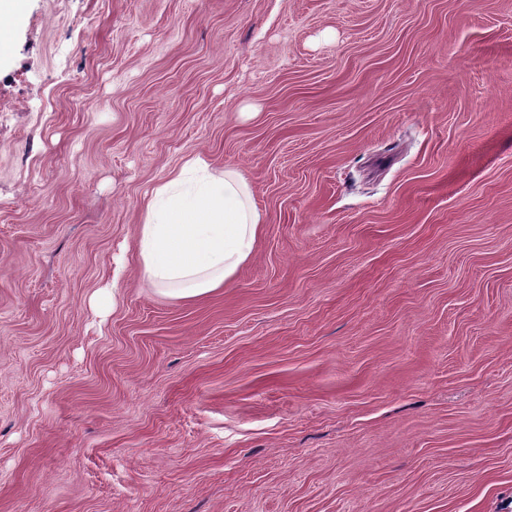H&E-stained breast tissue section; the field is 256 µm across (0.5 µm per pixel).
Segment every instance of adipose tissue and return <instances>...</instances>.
<instances>
[{
  "label": "adipose tissue",
  "instance_id": "adipose-tissue-1",
  "mask_svg": "<svg viewBox=\"0 0 512 512\" xmlns=\"http://www.w3.org/2000/svg\"><path fill=\"white\" fill-rule=\"evenodd\" d=\"M140 211L141 276L176 303L223 288L249 259L265 222L240 171L200 154L169 170L144 194Z\"/></svg>",
  "mask_w": 512,
  "mask_h": 512
}]
</instances>
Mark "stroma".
Wrapping results in <instances>:
<instances>
[{
  "label": "stroma",
  "instance_id": "1",
  "mask_svg": "<svg viewBox=\"0 0 512 512\" xmlns=\"http://www.w3.org/2000/svg\"><path fill=\"white\" fill-rule=\"evenodd\" d=\"M0 42V512H512V0H22ZM196 153L266 222L174 303L139 203Z\"/></svg>",
  "mask_w": 512,
  "mask_h": 512
}]
</instances>
